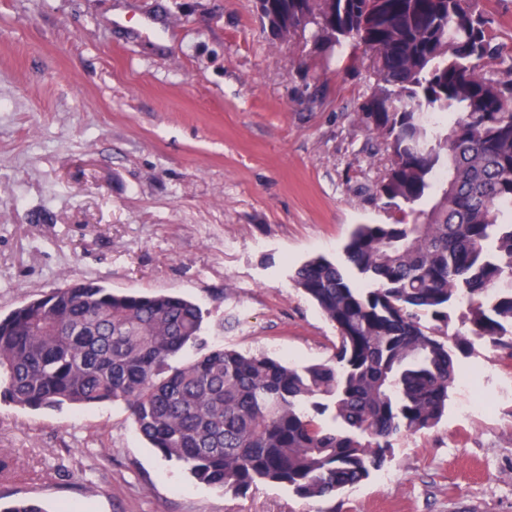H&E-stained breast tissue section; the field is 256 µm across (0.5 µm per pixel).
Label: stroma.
I'll return each mask as SVG.
<instances>
[{"mask_svg": "<svg viewBox=\"0 0 512 512\" xmlns=\"http://www.w3.org/2000/svg\"><path fill=\"white\" fill-rule=\"evenodd\" d=\"M365 64L282 38L256 0H0V316L94 280L175 293L208 344L297 365L336 329L289 280L344 263L383 155L356 121ZM433 428L336 498L226 495L136 432L123 404L0 402V502L47 512H512V351L477 341Z\"/></svg>", "mask_w": 512, "mask_h": 512, "instance_id": "35a3bbf8", "label": "stroma"}]
</instances>
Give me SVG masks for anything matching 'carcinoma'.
<instances>
[{
  "label": "carcinoma",
  "mask_w": 512,
  "mask_h": 512,
  "mask_svg": "<svg viewBox=\"0 0 512 512\" xmlns=\"http://www.w3.org/2000/svg\"><path fill=\"white\" fill-rule=\"evenodd\" d=\"M481 0H261L263 21L359 51L357 110L388 165L374 196L419 221L360 224L347 266L315 257L293 285L336 328L332 356L289 365L201 349L199 305L173 294L56 288L0 317V400L38 411L121 402L138 434L199 483L285 486L325 501L434 427L472 340L512 349V55ZM370 282L365 288L352 277ZM466 331L448 335L454 307Z\"/></svg>",
  "instance_id": "obj_1"
}]
</instances>
